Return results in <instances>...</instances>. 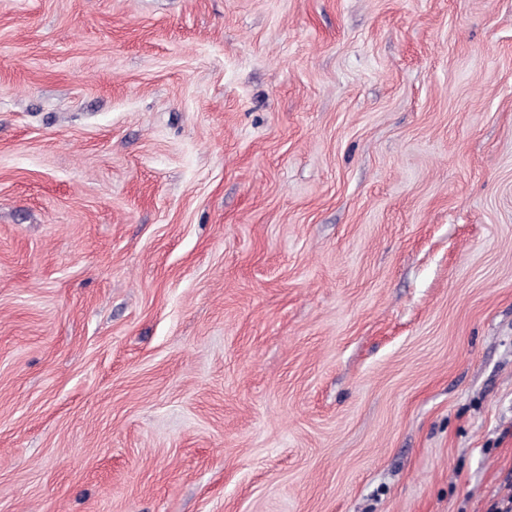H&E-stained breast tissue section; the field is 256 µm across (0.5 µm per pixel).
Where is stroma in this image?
<instances>
[{
	"label": "stroma",
	"mask_w": 512,
	"mask_h": 512,
	"mask_svg": "<svg viewBox=\"0 0 512 512\" xmlns=\"http://www.w3.org/2000/svg\"><path fill=\"white\" fill-rule=\"evenodd\" d=\"M0 512H512V0H0Z\"/></svg>",
	"instance_id": "1"
}]
</instances>
